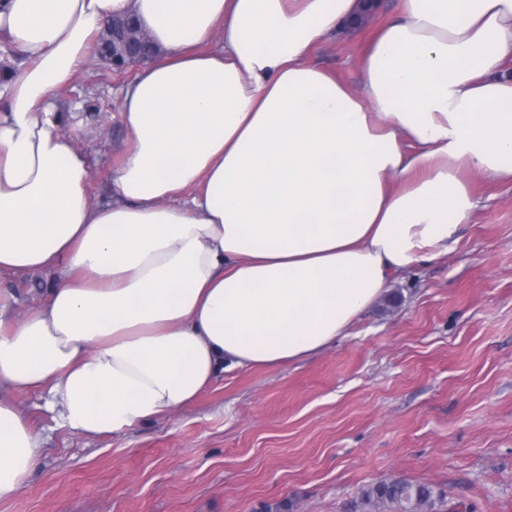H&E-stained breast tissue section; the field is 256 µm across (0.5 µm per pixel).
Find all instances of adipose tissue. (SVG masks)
Returning <instances> with one entry per match:
<instances>
[{"instance_id": "obj_1", "label": "adipose tissue", "mask_w": 512, "mask_h": 512, "mask_svg": "<svg viewBox=\"0 0 512 512\" xmlns=\"http://www.w3.org/2000/svg\"><path fill=\"white\" fill-rule=\"evenodd\" d=\"M362 0H0L27 59L0 75V385L121 435L192 404L229 368L305 359L385 288L448 252L512 181V0H401L349 85L311 60ZM133 18L155 48L123 90L112 198L58 94L88 38ZM52 270L10 317L6 280ZM42 453L0 401V500Z\"/></svg>"}]
</instances>
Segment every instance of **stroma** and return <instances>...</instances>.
<instances>
[{
    "label": "stroma",
    "instance_id": "1",
    "mask_svg": "<svg viewBox=\"0 0 512 512\" xmlns=\"http://www.w3.org/2000/svg\"><path fill=\"white\" fill-rule=\"evenodd\" d=\"M380 2L313 61L357 85L359 46L397 7ZM137 72L88 59L59 98L98 201L112 197L121 91ZM471 182L480 205L447 255L393 282L347 337L307 359L221 373L181 412L115 437L74 432L41 393L1 387L43 451L0 512H349L363 486L393 478L445 491L450 512H512V183ZM53 280L11 277L15 314Z\"/></svg>",
    "mask_w": 512,
    "mask_h": 512
}]
</instances>
